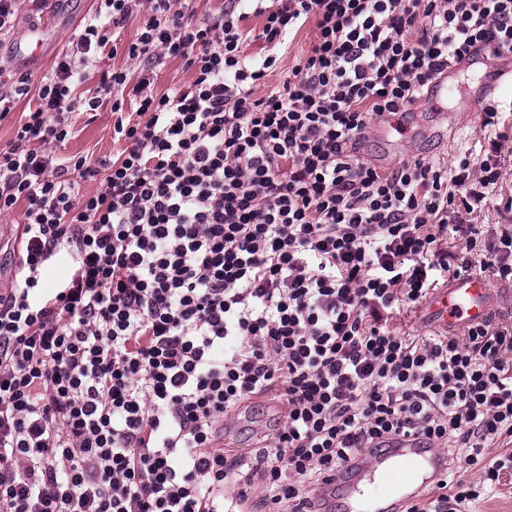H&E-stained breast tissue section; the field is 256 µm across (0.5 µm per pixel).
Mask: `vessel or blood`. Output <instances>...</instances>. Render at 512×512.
<instances>
[{"instance_id":"vessel-or-blood-1","label":"vessel or blood","mask_w":512,"mask_h":512,"mask_svg":"<svg viewBox=\"0 0 512 512\" xmlns=\"http://www.w3.org/2000/svg\"><path fill=\"white\" fill-rule=\"evenodd\" d=\"M511 312L512 288L493 286L479 274L449 278L431 290L417 308L421 322L445 335L498 320ZM389 454L395 457V464L375 468L366 486L352 487L343 503L344 512H392L395 493L427 481L420 449L396 442Z\"/></svg>"}]
</instances>
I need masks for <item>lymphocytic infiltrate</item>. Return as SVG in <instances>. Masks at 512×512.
<instances>
[{"label":"lymphocytic infiltrate","mask_w":512,"mask_h":512,"mask_svg":"<svg viewBox=\"0 0 512 512\" xmlns=\"http://www.w3.org/2000/svg\"><path fill=\"white\" fill-rule=\"evenodd\" d=\"M187 2L147 0L137 69L99 95L76 96L67 56L38 89L0 88V120L38 98L0 152V214L25 207L0 292V512H336L331 480L398 440L435 453L405 512H468L512 473V324L414 340L390 323L449 275L512 282L502 139L450 169L356 150L478 47L511 57L512 0H227L199 21ZM309 23L310 51L256 96ZM165 57L192 76L158 95ZM118 89L136 104L112 102L122 153L57 163L69 113ZM489 207L503 224H471ZM257 397L282 410L274 432L225 447Z\"/></svg>","instance_id":"1"}]
</instances>
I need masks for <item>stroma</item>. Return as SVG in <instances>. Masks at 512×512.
<instances>
[{"instance_id": "35a3bbf8", "label": "stroma", "mask_w": 512, "mask_h": 512, "mask_svg": "<svg viewBox=\"0 0 512 512\" xmlns=\"http://www.w3.org/2000/svg\"><path fill=\"white\" fill-rule=\"evenodd\" d=\"M97 0H22L12 28L0 35V64L18 74L30 75L32 81L51 71L61 55L69 52L75 30L84 17L97 12ZM47 24L55 32V41L45 58L27 62L17 53V44L26 31L34 26ZM313 27H305L290 43L287 50L279 52V61L265 85L256 89L263 96L270 89L282 86L296 64L312 46ZM454 92L447 100H430L416 105V119L400 117L401 127L393 131L390 144L367 139L363 144L365 160L381 168H389L402 160L421 158L444 166L465 152H479L486 137L495 136L496 128L483 127V109L488 101L500 105L512 103V57L497 58L491 55L476 59L452 77ZM70 136L56 151L57 157L86 156L95 161L120 154L124 142L112 139V111L103 105L99 112L75 111L69 116ZM274 404L256 399L244 409L238 420L226 430V442L237 448L255 443L259 435L270 432L277 422Z\"/></svg>"}]
</instances>
